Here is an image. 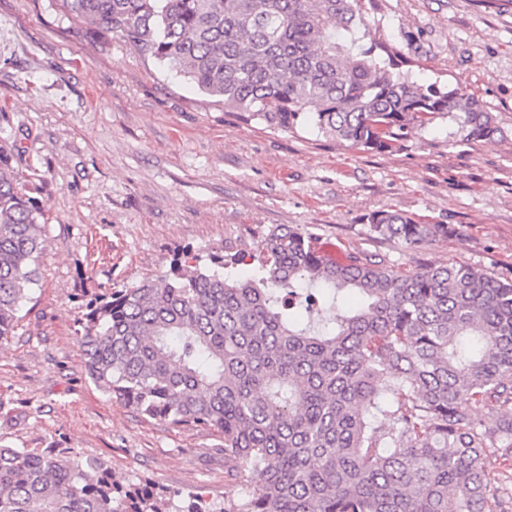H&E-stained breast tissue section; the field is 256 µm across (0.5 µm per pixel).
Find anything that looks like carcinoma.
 <instances>
[{
	"mask_svg": "<svg viewBox=\"0 0 512 512\" xmlns=\"http://www.w3.org/2000/svg\"><path fill=\"white\" fill-rule=\"evenodd\" d=\"M374 2L64 0L74 20L274 129L390 153L451 116L463 139L493 138L496 117L461 87L420 82L386 39L364 42ZM42 217L38 183L0 144V341L39 279ZM362 221L410 249L448 236L398 211ZM199 262L179 251L166 274L95 296L76 336L100 392L224 438V475L245 495L124 486L70 448L0 445V512H507L512 488L484 461L512 467V281L357 253L331 263L285 224L257 254ZM346 291L360 305L330 315ZM485 408L503 412L493 429L475 416Z\"/></svg>",
	"mask_w": 512,
	"mask_h": 512,
	"instance_id": "carcinoma-1",
	"label": "carcinoma"
}]
</instances>
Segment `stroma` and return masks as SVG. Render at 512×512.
Masks as SVG:
<instances>
[{
	"instance_id": "1",
	"label": "stroma",
	"mask_w": 512,
	"mask_h": 512,
	"mask_svg": "<svg viewBox=\"0 0 512 512\" xmlns=\"http://www.w3.org/2000/svg\"><path fill=\"white\" fill-rule=\"evenodd\" d=\"M379 33L422 80L493 112L490 140L448 119L391 153L312 128L243 120L120 35L92 38L62 0H0V141L42 180L46 247L13 336L0 341V444H57L103 459L121 483L235 501L218 434L138 417L88 381L84 299L168 270L174 253H255L293 225L403 271L449 262L512 280V11L476 0H377ZM399 211L453 232L411 250L362 218Z\"/></svg>"
}]
</instances>
